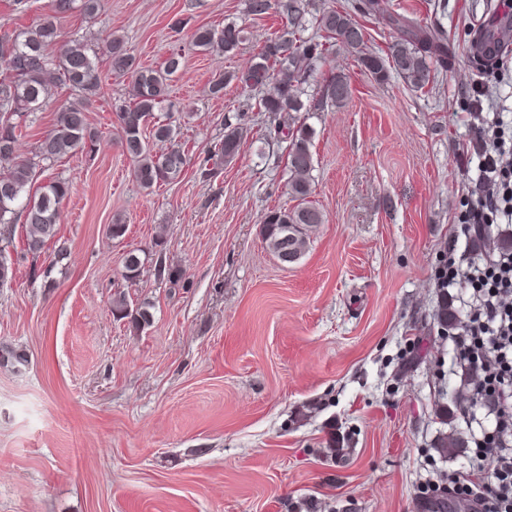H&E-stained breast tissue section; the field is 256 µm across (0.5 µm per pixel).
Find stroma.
<instances>
[{
    "label": "stroma",
    "instance_id": "35a3bbf8",
    "mask_svg": "<svg viewBox=\"0 0 512 512\" xmlns=\"http://www.w3.org/2000/svg\"><path fill=\"white\" fill-rule=\"evenodd\" d=\"M499 2L383 0L446 30L448 72L430 91L327 53L309 92L342 73L351 99L300 115L325 222L288 265L262 230L268 211L294 204L284 147L255 92L232 82L208 93L215 75L250 65L278 14L248 16L245 0H103L94 18L58 19L65 38L123 36L144 68L181 50L172 119L189 163L176 183L140 187L113 115L131 80L100 60L88 114L98 152L64 155L38 178L70 183L58 226L69 257L52 266L54 246L28 254L15 230L14 275L0 286V350L25 357L0 364V512H438L430 488L470 459L439 453V438L471 440L486 419L454 402L466 371L437 312L445 297L464 319L465 291L441 293L438 275L448 257L473 260L458 216L478 158L460 114L477 75L470 42ZM51 3L21 12L0 0V35L34 26ZM230 23L243 30L237 51L193 49L196 27ZM228 122L246 128L240 150L201 179ZM116 216L120 239L107 233ZM132 250L144 267L129 281ZM120 292L151 303V326L113 317Z\"/></svg>",
    "mask_w": 512,
    "mask_h": 512
}]
</instances>
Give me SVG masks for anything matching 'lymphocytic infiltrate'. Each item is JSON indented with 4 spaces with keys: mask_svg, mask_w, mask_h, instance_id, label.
<instances>
[{
    "mask_svg": "<svg viewBox=\"0 0 512 512\" xmlns=\"http://www.w3.org/2000/svg\"><path fill=\"white\" fill-rule=\"evenodd\" d=\"M487 99L482 80H475L466 116L481 124L473 144L480 174L459 217L470 232L512 224V120L485 114ZM445 278L469 293L467 320L454 343L475 371L472 399L492 416L474 435L470 463L455 476L452 494L469 499L473 512H512V253L496 254L464 272L449 266Z\"/></svg>",
    "mask_w": 512,
    "mask_h": 512,
    "instance_id": "lymphocytic-infiltrate-1",
    "label": "lymphocytic infiltrate"
}]
</instances>
